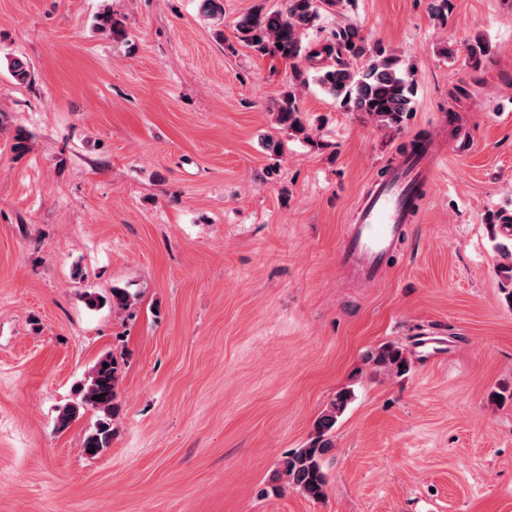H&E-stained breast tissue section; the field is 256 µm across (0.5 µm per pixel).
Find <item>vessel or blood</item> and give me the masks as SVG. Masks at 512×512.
<instances>
[{"label":"vessel or blood","mask_w":512,"mask_h":512,"mask_svg":"<svg viewBox=\"0 0 512 512\" xmlns=\"http://www.w3.org/2000/svg\"><path fill=\"white\" fill-rule=\"evenodd\" d=\"M446 153L436 141L422 144L401 158L386 177L372 181L359 199L340 251L341 267L351 269L364 284L384 278L387 259L419 209L421 190L430 184Z\"/></svg>","instance_id":"1"}]
</instances>
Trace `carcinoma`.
<instances>
[{"label": "carcinoma", "mask_w": 512, "mask_h": 512, "mask_svg": "<svg viewBox=\"0 0 512 512\" xmlns=\"http://www.w3.org/2000/svg\"><path fill=\"white\" fill-rule=\"evenodd\" d=\"M340 0H284L282 8L273 11H253L241 16L236 24V38L261 55H276L290 63L293 81L299 85L308 82L307 73L299 66L301 60L313 61L321 55L334 58V64L321 72L317 80L334 98L385 127L398 126L412 111L413 84L407 79L411 68H402V60L384 49L369 45L353 26H344L331 34L330 43L320 50L305 44L302 33L311 28L323 6L335 7ZM97 28L114 36L122 33L120 23L112 13L104 12L96 19ZM489 53V46L477 37L466 44L467 60L471 68H480ZM363 59L365 66L355 70L354 60ZM11 76L18 82L30 77V67L21 58L8 61ZM281 124L296 133L305 131L298 117L296 95L288 90L281 95L277 107ZM487 223L492 238H501L495 244L499 255V275L512 283V214L491 212ZM368 362L385 372L403 374L409 368L403 352L391 345H381L368 355ZM108 367H103V364ZM122 378V369L114 357L100 358L79 385L77 399L59 409L57 428L66 430L81 411L93 409L98 419L83 443L85 453L95 450L100 454L110 447L115 434L113 421L117 415L115 403ZM98 399H93V396ZM352 399V392L343 389L326 405L313 423L314 434L301 448L284 453L278 460L273 480H286L288 487L313 500L326 495L328 485L324 458L333 448L332 435L336 423Z\"/></svg>", "instance_id": "carcinoma-1"}]
</instances>
